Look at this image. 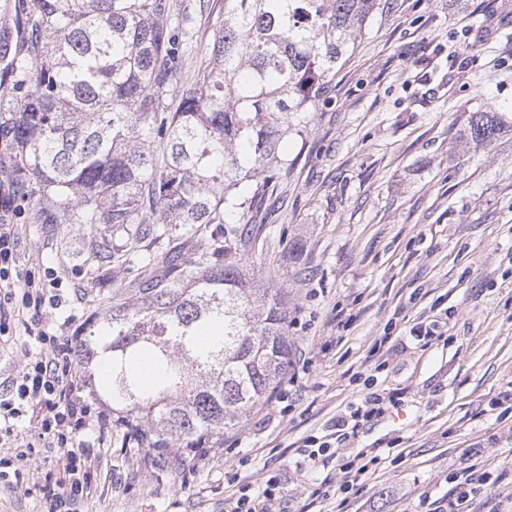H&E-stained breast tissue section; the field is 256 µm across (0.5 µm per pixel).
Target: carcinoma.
Listing matches in <instances>:
<instances>
[{"instance_id": "carcinoma-1", "label": "carcinoma", "mask_w": 512, "mask_h": 512, "mask_svg": "<svg viewBox=\"0 0 512 512\" xmlns=\"http://www.w3.org/2000/svg\"><path fill=\"white\" fill-rule=\"evenodd\" d=\"M378 0H224L188 81L174 0H27L26 36L0 96L4 174L31 223L88 227L83 254L129 287L76 331L80 371L112 405L123 448H222L290 359L288 292L251 286L227 212L264 199L290 131L328 98ZM497 117L473 112L471 140ZM157 365L151 384L135 375Z\"/></svg>"}]
</instances>
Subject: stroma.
<instances>
[{
	"mask_svg": "<svg viewBox=\"0 0 512 512\" xmlns=\"http://www.w3.org/2000/svg\"><path fill=\"white\" fill-rule=\"evenodd\" d=\"M473 112L498 116L490 141L468 137ZM280 158L286 203L249 222L240 254L253 286L288 291L292 381L204 456L95 446L77 512H227L245 486L274 487L284 512H435L467 470L489 477L468 512H512V0H381ZM16 231L21 268L62 280L57 335L128 279L116 267L111 287L88 289L80 233ZM296 238L301 265L284 256ZM421 321L440 339L412 337ZM374 393L383 413L308 461L306 440ZM365 451L376 463L340 490L341 465ZM57 476L53 459L22 463L0 512H45Z\"/></svg>",
	"mask_w": 512,
	"mask_h": 512,
	"instance_id": "obj_1",
	"label": "stroma"
}]
</instances>
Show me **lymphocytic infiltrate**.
Segmentation results:
<instances>
[{
    "instance_id": "f902f5d3",
    "label": "lymphocytic infiltrate",
    "mask_w": 512,
    "mask_h": 512,
    "mask_svg": "<svg viewBox=\"0 0 512 512\" xmlns=\"http://www.w3.org/2000/svg\"><path fill=\"white\" fill-rule=\"evenodd\" d=\"M19 209L10 186L0 187V335H12L15 324L9 309L20 305L30 317L24 327L39 345L9 390L0 394V480L22 461L60 449L63 477L46 486L47 512H71L83 496L93 466L87 447L103 440L112 429L109 413L95 410L87 385L76 369L74 339L48 333L42 326L47 306H60V281L53 269L21 270L20 240L10 216ZM30 428L29 437L15 434L17 424Z\"/></svg>"
}]
</instances>
